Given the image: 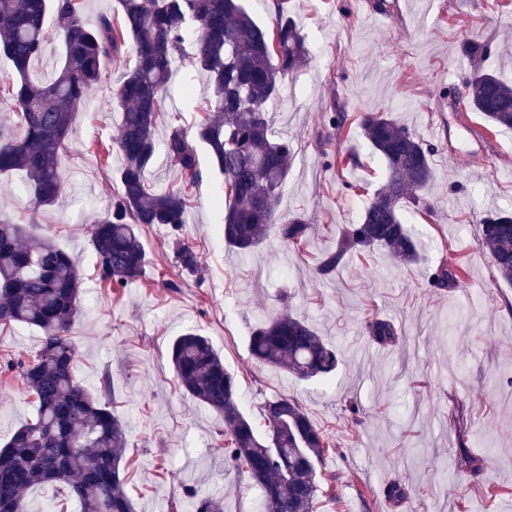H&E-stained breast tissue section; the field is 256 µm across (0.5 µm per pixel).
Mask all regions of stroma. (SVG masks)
I'll return each mask as SVG.
<instances>
[{
  "label": "stroma",
  "instance_id": "stroma-1",
  "mask_svg": "<svg viewBox=\"0 0 512 512\" xmlns=\"http://www.w3.org/2000/svg\"><path fill=\"white\" fill-rule=\"evenodd\" d=\"M256 22L273 27L278 12L305 37L308 61L285 76L266 106L275 135L288 138L294 159L278 218L302 216L312 229L298 248L269 225L249 254L227 247L219 233L223 181L205 146L199 176L185 184L165 156L149 178L160 191L190 195L184 239L200 258L198 274L177 273L168 228H143L144 276L124 287L100 282L90 241L92 224L119 191L122 160L114 146L121 108L114 92L123 70L77 112L63 161L59 201L34 210L23 172L0 175V218L34 216L28 234L49 239L79 262L83 293L70 336L75 376L109 401L127 426L126 490L135 512H183L186 489L223 498L224 512H258L259 491L224 462V422L179 385L168 361L187 328L207 336L238 379L239 403L256 415L265 399L299 397L336 447L322 459L317 512H497L512 497V286L501 281L479 246L477 216L512 209V130L489 128L477 112L457 110L470 65L462 43H488L487 70L512 79V0H244ZM63 64L60 22L49 16L42 55L28 77L48 80ZM210 95L203 71L178 64L156 128L194 130ZM334 112L348 119L388 112L433 149L435 180L428 217L405 207L430 247L407 266L385 250L354 258L328 280L315 266L357 223L368 195L383 183L384 165L357 128L336 133ZM482 131L473 140L471 130ZM354 155L353 168L336 166ZM362 181L365 193L352 190ZM460 258L463 287H430L440 260ZM306 319L342 353L329 379L300 380L252 360L253 328L281 310ZM393 322L397 340L374 343L372 316ZM38 329L0 332V445L36 414L34 397L11 361L33 360ZM357 415H350V405ZM401 487L402 497L389 495Z\"/></svg>",
  "mask_w": 512,
  "mask_h": 512
}]
</instances>
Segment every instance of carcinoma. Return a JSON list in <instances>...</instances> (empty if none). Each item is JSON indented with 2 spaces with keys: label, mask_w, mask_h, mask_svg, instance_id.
I'll list each match as a JSON object with an SVG mask.
<instances>
[{
  "label": "carcinoma",
  "mask_w": 512,
  "mask_h": 512,
  "mask_svg": "<svg viewBox=\"0 0 512 512\" xmlns=\"http://www.w3.org/2000/svg\"><path fill=\"white\" fill-rule=\"evenodd\" d=\"M117 19L103 15L93 27L82 19L84 0H0V49L16 77L0 79L18 109L23 136L0 128V175L25 172L34 209L55 203L63 183L62 158L72 121L90 93L102 83L111 63H133L116 90L122 109L117 141L122 165L120 189L105 217L91 227L99 279L125 286L145 273L146 254L138 236L142 226H165L172 236L180 271L195 273L198 253L183 239L188 199L177 190L159 191L149 179L159 150L190 179L199 176L197 145L207 147L224 179L228 204L220 232L224 242L245 253L262 243L280 204L292 147L272 135L265 105L280 90L283 77L309 57L296 22L278 10L275 26H259L240 0H117ZM61 19L64 65L48 83L28 79L30 64L42 55L48 9ZM473 63L466 108L494 127L512 129V85L484 69L487 45L462 44ZM206 72L214 110L189 135L169 130L155 137L157 113L179 61ZM364 139L380 157L387 182L364 206L358 223L346 227L336 249L319 260L316 273L329 278L347 257L386 250L405 265L421 260L428 244L404 223L403 204L430 211L424 198L432 183L431 148L387 112L365 115ZM264 197L273 200L260 211ZM310 225L289 217L279 225L281 240L293 246ZM479 245L493 258L499 278L512 284V212L496 209L481 219ZM461 260H442L428 283L434 288L463 286ZM81 277L76 260L50 240H24L20 224L0 220V327L24 324L41 332V347L19 374L36 398L35 419L19 427L0 448V512H26L24 492L53 484L75 498L81 512H133L121 469L126 425L101 399L75 381V348L70 329L77 314ZM369 337L386 346L395 342L394 324L376 315L367 322ZM249 350L259 363L283 368L302 380L326 378L340 362L339 351L310 324L283 311L256 326ZM169 361L184 391L224 417V458L262 492L261 512H316L317 464L333 447L328 434L308 416L295 396L278 395L261 403L265 422L259 433L241 410L235 375L195 329L177 337ZM187 512H224L221 498L186 492Z\"/></svg>",
  "instance_id": "cac0c4a2"
}]
</instances>
